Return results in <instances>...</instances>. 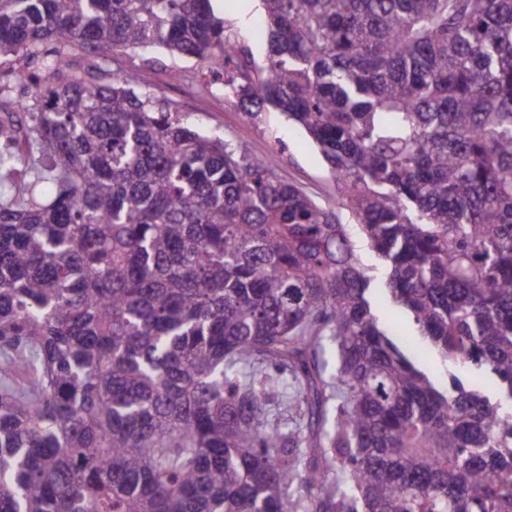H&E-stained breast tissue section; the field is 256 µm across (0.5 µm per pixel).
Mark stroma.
Instances as JSON below:
<instances>
[{"mask_svg":"<svg viewBox=\"0 0 512 512\" xmlns=\"http://www.w3.org/2000/svg\"><path fill=\"white\" fill-rule=\"evenodd\" d=\"M212 8L246 51L252 66L261 67L267 43L256 33L257 24L264 19L260 0H212ZM65 54L73 70L105 82L119 71L139 72L154 96L173 111L205 132L232 140L250 156L274 157L282 180L302 188L320 205L335 209L340 223L350 225L352 217L337 200L330 168L307 133L270 107L257 117H247L237 104L225 98L221 83L212 80L209 70L198 60L173 57L160 49L112 55L72 46ZM412 353L420 368L439 383H447L454 373L466 386L495 396L493 382L486 374L468 368L452 369L435 352L419 345L413 346Z\"/></svg>","mask_w":512,"mask_h":512,"instance_id":"35a3bbf8","label":"stroma"}]
</instances>
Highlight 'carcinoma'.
<instances>
[{
    "instance_id": "cac0c4a2",
    "label": "carcinoma",
    "mask_w": 512,
    "mask_h": 512,
    "mask_svg": "<svg viewBox=\"0 0 512 512\" xmlns=\"http://www.w3.org/2000/svg\"><path fill=\"white\" fill-rule=\"evenodd\" d=\"M262 5L224 96L309 134L383 277L272 158L46 62L0 116V512H512V0ZM49 42L242 52L211 0H0V60ZM376 299V311L380 322L390 330L401 331L403 334L411 336L414 344L411 353L415 356L420 368L436 378L442 385L448 383L449 374H455L466 386L480 390L491 399L497 398L493 382L488 375L480 374L469 368L448 366L435 352L426 350L419 345L417 329L400 310L391 305L381 293H377Z\"/></svg>"
}]
</instances>
